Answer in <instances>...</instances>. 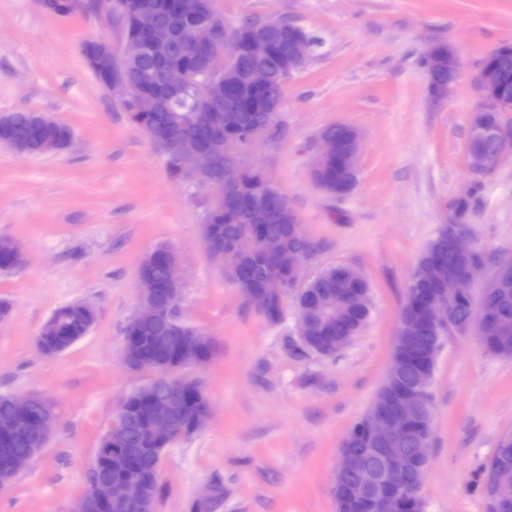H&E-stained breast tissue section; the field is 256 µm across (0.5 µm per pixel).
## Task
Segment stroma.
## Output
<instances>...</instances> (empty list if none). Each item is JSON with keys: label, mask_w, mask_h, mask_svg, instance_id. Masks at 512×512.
I'll use <instances>...</instances> for the list:
<instances>
[{"label": "stroma", "mask_w": 512, "mask_h": 512, "mask_svg": "<svg viewBox=\"0 0 512 512\" xmlns=\"http://www.w3.org/2000/svg\"><path fill=\"white\" fill-rule=\"evenodd\" d=\"M77 0L67 16L40 0H0V114L42 112L69 126L72 147L24 156L0 145V237L22 248L0 271V394L53 402L51 441L14 483L0 512H73L88 488L100 437L120 399L145 382L123 358L137 311L138 267L160 245L179 258L182 312L218 352L195 369L213 406L207 425L167 448L155 512H335L331 478L345 434L388 370L417 261L440 225L467 224L487 255L512 253V156L477 175L468 164L471 112L485 92L488 54L512 44V0H212L226 25L289 19L321 47L283 87L279 138L244 155L288 198L314 251L310 279L333 266L369 285L370 314L336 356L297 358L295 294L267 322L206 253L208 191L173 176L133 125L124 98L85 64L83 44L122 47L119 20ZM450 43L460 74L439 103L428 98L426 47ZM357 127V180L341 197L314 181L318 137ZM92 304L98 320L70 349L42 356L36 338L60 306ZM424 512H490L481 467L512 435V359L473 336L450 335L434 379Z\"/></svg>", "instance_id": "35a3bbf8"}]
</instances>
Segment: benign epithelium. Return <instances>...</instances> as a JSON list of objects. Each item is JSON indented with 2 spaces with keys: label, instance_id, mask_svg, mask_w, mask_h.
Instances as JSON below:
<instances>
[{
  "label": "benign epithelium",
  "instance_id": "obj_1",
  "mask_svg": "<svg viewBox=\"0 0 512 512\" xmlns=\"http://www.w3.org/2000/svg\"><path fill=\"white\" fill-rule=\"evenodd\" d=\"M173 10L181 20L184 30L192 35L197 53L204 59L211 60L212 73L200 99L206 102L214 118L204 134L187 133L180 137L175 149L174 159L177 161V177L188 183H202L214 188V194L208 202V210H220L227 206L229 199L224 193L223 174L246 170L251 164L240 158V152L224 146V126L233 122L225 117L227 112H235L237 108L229 100V87L237 82L236 59L245 54L254 59H261L269 54L273 44L272 34L276 32V20L267 19L255 30L246 41L237 37L222 35L217 30L218 22L211 15V0H174ZM124 38V60L133 61L168 47L176 38L173 29L160 22L151 8L141 9L137 16L134 31ZM437 46L425 51L435 67L448 71V79L444 82L430 81L429 99L439 101L448 95L449 88L455 83L459 72V58L456 49L451 45L444 46V54L435 55ZM83 53L86 65L93 75L110 91H117L127 98L126 104L131 105L138 100V87L142 79H135L124 73L112 63V44L100 40H88L84 43ZM312 45L301 30L288 34V49L283 54V61L288 64V73L301 71L313 57ZM246 85L257 88H270V71L262 66H255L245 73ZM187 79L184 71L178 67L166 70L163 89L172 97L186 90ZM512 100L488 97V104L472 111L469 122V134L476 140H482L491 134L492 146L488 151L474 149L468 145V161L472 171L486 174L497 168L503 158L505 148L512 147V126L501 125L493 132H488L485 116L488 112H511ZM361 132L354 130V138L343 144L328 134H321V148L314 158L313 176L318 185L326 192L336 196L344 194V175H357L356 157L361 148ZM343 153L342 176L332 183L325 178V163L334 154ZM265 193L260 199V208L280 209L286 202V196L277 190L267 179L263 169H258ZM205 249L209 256L224 266L225 271H234L244 264L243 256L234 250L218 252L217 247L207 234L203 235ZM453 257L463 260L457 269H448V276L432 267L420 268L415 284L416 287L434 286L430 314L435 328L441 330L448 327L449 305L456 299L469 293V286L484 266L479 257L478 249L469 242L468 235L459 234L450 242ZM302 257L303 252L297 248L288 250V266L277 273L265 274L262 277L240 281V291L255 302L261 312H266L275 299L282 301L285 295L296 288H302ZM149 256L141 261L143 269L138 278L141 285L140 308L134 319L140 322L160 323L168 326L171 333H181L180 322L175 319L183 291V282L179 273L180 259L175 251H170L167 262L169 288L159 289L153 269L147 266ZM37 344L47 357L59 354L58 340L51 336L48 327H42ZM432 372L426 365L420 366L419 380L410 387L401 389L392 403L385 404L369 416L368 431L361 441V448H343L340 460L333 473V481H338L340 474L350 470L352 460L357 453H374L381 457L384 464L383 484L386 490L384 512H399L396 496L399 492V480L411 469V460L419 465L414 468V484L417 491H422L424 475L427 467V449L429 441L422 438L415 444L412 454H407L404 444L408 438V422L410 418L420 416L427 424H432ZM15 411V418L0 419V431L17 430L21 425L20 418L29 414L36 396L8 397ZM144 412L147 418L146 432L157 441L167 442L173 437H184V431H177L172 425L178 417L190 425L192 432L200 430L210 415L209 400H204L200 408L187 411L184 401L176 388H171L161 398L150 402L142 410L135 407L132 395H126L109 427L110 432L118 430L119 424L128 417ZM56 425V413L53 410L38 417L30 425L34 447L24 451L13 449L0 455V488L10 486L19 474L27 467L33 457L45 448ZM99 455L104 460L107 475L99 479L95 492L112 504L116 512H153V484L144 479L128 474L130 461L123 457L112 458V448L100 444ZM370 481L368 474H361L356 481L347 486L350 500L360 502Z\"/></svg>",
  "mask_w": 512,
  "mask_h": 512
}]
</instances>
